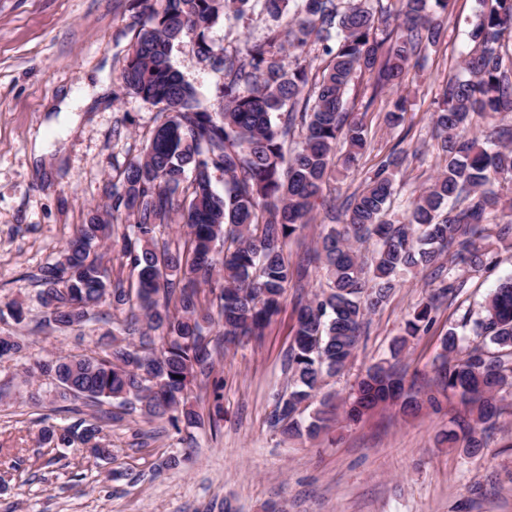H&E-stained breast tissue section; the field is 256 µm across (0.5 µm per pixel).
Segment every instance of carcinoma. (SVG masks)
I'll use <instances>...</instances> for the list:
<instances>
[{
    "label": "carcinoma",
    "instance_id": "cac0c4a2",
    "mask_svg": "<svg viewBox=\"0 0 512 512\" xmlns=\"http://www.w3.org/2000/svg\"><path fill=\"white\" fill-rule=\"evenodd\" d=\"M341 2L133 0L146 20L136 29L122 79L127 91L161 114L112 191V218H136L121 233V258L137 270V284L124 288L103 266L96 248L112 239L115 227L98 215L78 225L59 256L40 268L45 323L82 327L105 304L125 313L114 321L103 355L37 364L62 399L112 401L139 410L149 423L165 418L178 432L206 424L218 430L220 404L205 417L189 398L194 383L213 371L211 328L222 327L224 351L244 345L281 311L293 279L317 263L324 284L298 303L289 390L276 401L271 426L288 438H315L326 429L334 404L328 395L317 398L325 378L351 364L367 317L386 304L402 275L427 271L435 288L406 320V335L395 340L391 358L373 363L357 380L345 413L357 420L389 402H401L407 413L420 407L393 363L406 336L427 332L439 304L464 291L467 280L453 267L479 272L492 263V244L512 247V197L494 189L512 183V149L505 145L512 131L494 124L478 136L466 130L474 113L512 112V57L497 50L504 33L512 32V0H479L470 33L475 48L448 78L432 115L445 165L413 198L405 218H385L402 164L392 151L344 198L341 219L324 226L314 255L295 267L286 255L288 242L312 223L336 168H356L368 147L363 122L344 107L349 83L369 72L378 88L394 84L423 43L440 40L441 25L430 8L448 12V0H400L395 16L382 6L374 11L371 0ZM257 5L274 17L287 16L284 27L243 53L217 51L209 29L220 17ZM187 35L199 61L222 74L219 112L201 103L172 63L174 46ZM310 43L328 56L317 80L309 77L304 56ZM295 129L302 141L290 151L288 135ZM214 170L224 174L221 194L213 189ZM177 193L183 196L178 205ZM176 206L189 232L173 244L161 238V227ZM368 240L374 249L367 258L356 245ZM204 285L209 300L201 299ZM135 333L138 346L129 341ZM474 333L479 341L463 347L457 328H449L438 366L442 389L470 406L469 417L438 444L461 441L472 456L498 425L497 394L512 386V278L489 297ZM312 405L304 427L302 415ZM99 434L98 425L80 421L59 438L42 430L41 441L75 438L91 456L112 457Z\"/></svg>",
    "mask_w": 512,
    "mask_h": 512
}]
</instances>
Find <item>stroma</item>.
Instances as JSON below:
<instances>
[{
	"label": "stroma",
	"mask_w": 512,
	"mask_h": 512,
	"mask_svg": "<svg viewBox=\"0 0 512 512\" xmlns=\"http://www.w3.org/2000/svg\"><path fill=\"white\" fill-rule=\"evenodd\" d=\"M478 8V0H450L442 41L422 49L401 86L378 94L369 75L353 78L346 109L363 116L371 145L359 167L338 178L337 194L358 188L366 171L397 145L408 159L396 175V215H404L412 192L437 174L443 161L431 114L442 87L474 48L470 31ZM136 13L132 0H0V336L23 345L18 354L0 358V512H206L223 500L234 512H267L274 505L285 512H512L511 388L499 395L503 414L493 439L475 457L463 445L436 443L466 413L459 397L448 393L441 394L439 410L425 407L413 417L389 404L355 423L337 416L314 439H288L271 427L277 397L288 388L294 304L321 287L314 269L302 288H288L263 336L215 355L210 379L193 387L191 399L201 412L221 403L219 431L193 430L188 442L169 428L146 440L142 434L150 423L116 404L63 412L54 385L34 373V364L100 353L101 337L119 313L105 305L84 327L48 326L36 276L91 211H109L118 170L142 152L156 124L157 108L128 95L121 78ZM283 24L254 9L221 19L209 36L232 52ZM172 61L203 105L220 110L222 78L198 61L191 40L175 47ZM103 81L106 102L83 113L76 129L67 119L51 120L50 108L61 96ZM399 98L404 120L387 125L384 115ZM38 135L52 152L49 163L31 157ZM495 255L496 266L468 274L464 293L445 301L430 330L402 353L406 379L421 392H438L435 367L448 328L465 317L479 320L486 299L512 276V248H498ZM428 290L425 275H405L372 316L353 363L327 379L323 393L339 404L347 400L366 368L388 356ZM15 301L25 310L20 322L5 312ZM82 419L99 425L111 458L87 457L76 441L42 444V428L61 434ZM185 447L192 450L189 460L161 469Z\"/></svg>",
	"instance_id": "stroma-1"
}]
</instances>
